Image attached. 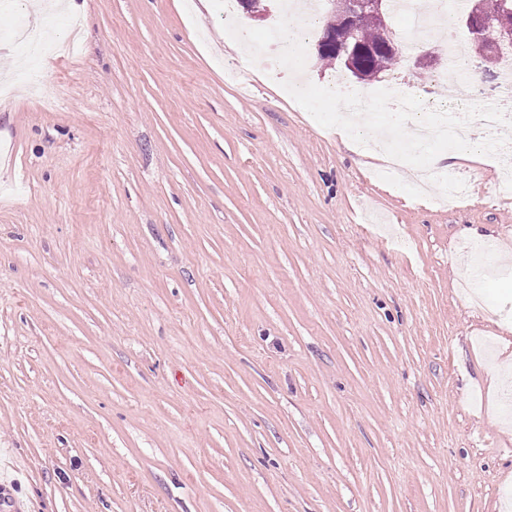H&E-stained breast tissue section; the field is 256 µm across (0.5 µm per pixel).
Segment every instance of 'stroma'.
Segmentation results:
<instances>
[{"instance_id":"1","label":"stroma","mask_w":512,"mask_h":512,"mask_svg":"<svg viewBox=\"0 0 512 512\" xmlns=\"http://www.w3.org/2000/svg\"><path fill=\"white\" fill-rule=\"evenodd\" d=\"M82 2L38 88L0 42V512H512L499 163L344 145L320 24L297 96L279 10Z\"/></svg>"}]
</instances>
